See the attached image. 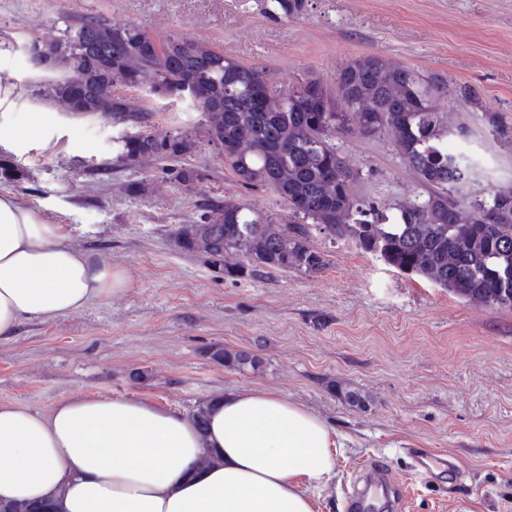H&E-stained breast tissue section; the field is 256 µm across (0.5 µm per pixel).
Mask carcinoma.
Returning a JSON list of instances; mask_svg holds the SVG:
<instances>
[{"label": "carcinoma", "mask_w": 512, "mask_h": 512, "mask_svg": "<svg viewBox=\"0 0 512 512\" xmlns=\"http://www.w3.org/2000/svg\"><path fill=\"white\" fill-rule=\"evenodd\" d=\"M306 0H266V12L291 17ZM49 65L34 95L72 115L126 125L117 160L174 163V181L189 186L201 174L188 163L196 139L222 143L220 157L247 190L269 189L288 207L282 224L233 198L205 206L204 220L173 233L182 252L221 264L224 277L263 270L319 273L324 255L312 231L353 243L387 265L466 301L512 309V189L472 188L476 165L448 150V136L465 139L468 124L451 130L434 105L439 86L414 69L373 55L347 60L336 93L305 79L275 95L263 70L224 56L178 34L156 48L133 24L105 17L71 21L50 39H38ZM84 87L73 93V79ZM147 89L157 98L189 102L199 121L186 130L156 131L152 114L103 93L113 82ZM498 136L512 134L498 112H473ZM394 136L400 158L414 170L422 191L378 205L359 198L361 173L336 147V135ZM239 263H229L232 257ZM212 360L234 370L258 369L246 351L213 349Z\"/></svg>", "instance_id": "1"}]
</instances>
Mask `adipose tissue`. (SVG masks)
Listing matches in <instances>:
<instances>
[{
  "label": "adipose tissue",
  "mask_w": 512,
  "mask_h": 512,
  "mask_svg": "<svg viewBox=\"0 0 512 512\" xmlns=\"http://www.w3.org/2000/svg\"><path fill=\"white\" fill-rule=\"evenodd\" d=\"M133 281L71 245L63 225L0 194V339L112 299ZM336 431L271 390L211 399L208 429L135 397L82 395L49 411L0 404V503L52 512H314L335 475ZM211 456L212 464L197 468Z\"/></svg>",
  "instance_id": "1"
}]
</instances>
